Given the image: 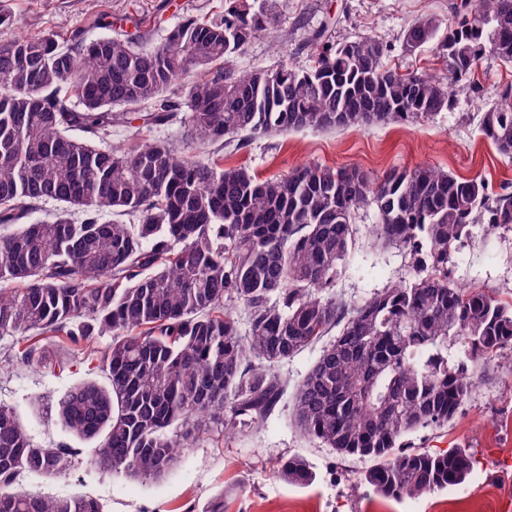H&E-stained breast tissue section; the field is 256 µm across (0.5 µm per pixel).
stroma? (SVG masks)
Returning <instances> with one entry per match:
<instances>
[{"label":"stroma","instance_id":"obj_1","mask_svg":"<svg viewBox=\"0 0 512 512\" xmlns=\"http://www.w3.org/2000/svg\"><path fill=\"white\" fill-rule=\"evenodd\" d=\"M0 7L14 18L12 26L0 28V42L47 34L64 42L76 33L91 41L106 35L122 38L137 30L143 49L156 46L184 17H224V0H0ZM276 14L278 22L270 33L256 36L234 53L229 68L309 69L316 55L310 37L322 29L334 43L363 34L376 37L391 47L386 64L400 71L448 76L432 46L411 53L402 47L403 31L415 19L447 18L448 0H276ZM100 16L109 21V29L97 26ZM510 83L512 65L488 57L473 82L452 86L451 110L428 120L259 134L242 146L233 138L205 143L192 138L188 125L180 121L188 113L185 100L173 92L169 98L179 120L159 125L140 119L113 126L103 146L123 149L163 142L177 154L224 169L242 167L261 180L286 176L307 164L356 167L372 179L393 167L425 164L459 178L485 180L497 193L512 183V158L501 155L479 127L486 106ZM373 224V210L356 214L358 249L323 290V297L357 304L394 282L415 277L407 250L374 246ZM449 274L454 282L484 288L512 303V230L477 227L473 238L459 246ZM62 353L68 369L35 371L21 364L12 338H0V404L15 408L40 445L66 441L49 407L71 386L89 378L97 364L95 355L80 346L65 345ZM292 407L291 395H284L261 427L232 435L222 426L203 423L197 444L158 479L95 468L82 443L66 475L47 480L26 473L18 486L55 498L89 495L107 512H201L204 503L219 493L224 496V512H512V365L506 359L480 361L472 392L448 428L413 435L415 447H466L477 460L461 486L417 498L395 500L374 493L361 481L366 462L340 457L303 437L291 420ZM291 456L309 462L315 472L312 484L297 486L278 475L279 462Z\"/></svg>","mask_w":512,"mask_h":512}]
</instances>
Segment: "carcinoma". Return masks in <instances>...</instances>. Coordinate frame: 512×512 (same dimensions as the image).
<instances>
[{
  "label": "carcinoma",
  "instance_id": "cac0c4a2",
  "mask_svg": "<svg viewBox=\"0 0 512 512\" xmlns=\"http://www.w3.org/2000/svg\"><path fill=\"white\" fill-rule=\"evenodd\" d=\"M273 4L225 0L224 18H183L151 50L105 36L71 48L52 36L0 45V338L65 336L110 342L101 378L73 385L54 416L93 444L91 463L130 476H164L195 445L197 420L227 432L254 428L288 390L279 363L333 340L294 386L300 432L341 457L371 461L365 484L386 498L462 485L467 448L431 452L409 437L454 420L471 386L453 379L467 363L507 354L512 304L482 288L462 293L448 273L456 245L488 223L512 229V193L459 180L426 165L394 168L377 181L357 168L306 165L258 180L165 144L104 150L96 140L132 114L172 117L167 93L181 88L203 141L304 128L415 123L452 106L449 88L385 64L388 46L370 35L331 43L321 33L315 64L236 72L224 60L274 27ZM461 82L485 57L512 63V0L448 2L405 31L404 50L429 43ZM481 132L512 155V84L483 112ZM46 200L65 209L29 221ZM375 211L378 240L413 255L425 276L400 281L358 305L320 292L355 249V214ZM248 313L238 332L236 307ZM462 356L448 366V344ZM55 348L21 351L47 367ZM66 443L34 444L15 409L0 405V512H104L88 496L19 491L23 473L54 479L73 466ZM279 476L313 482L299 456Z\"/></svg>",
  "mask_w": 512,
  "mask_h": 512
}]
</instances>
